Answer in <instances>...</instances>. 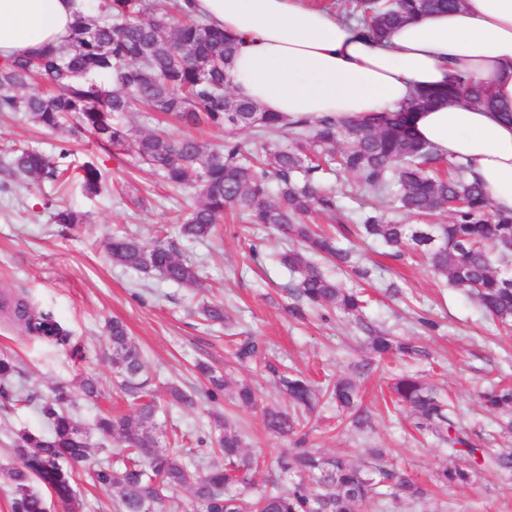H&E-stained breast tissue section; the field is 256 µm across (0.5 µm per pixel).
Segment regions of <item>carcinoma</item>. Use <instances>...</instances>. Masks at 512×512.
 Segmentation results:
<instances>
[{
    "mask_svg": "<svg viewBox=\"0 0 512 512\" xmlns=\"http://www.w3.org/2000/svg\"><path fill=\"white\" fill-rule=\"evenodd\" d=\"M464 0H348L344 17L366 36L381 40L389 30L430 11L456 10ZM236 40L201 18L189 15L180 0H88L66 43L36 55L0 59V112L22 114L52 131H66L94 140L122 155L132 167L147 166L174 191L191 190L194 206L182 219L180 233L192 243H208L216 235L227 209L246 214L250 224L274 228L297 247L280 253L279 262L294 281L289 288L295 303L289 312L327 308L359 315L366 305L363 292L343 286L317 262L349 268L365 279L371 271L357 266L354 251L340 246L330 232L301 221L312 212L340 210L336 188L326 174L341 168L353 186L371 192L381 203L416 217L448 211L446 224H399L386 220L375 206L360 214L353 233L377 241L399 255L407 249L422 252L436 275L471 296L483 313L503 324L512 322V210L495 207L485 190L467 177L466 167L452 163L415 138L407 114L443 101L464 99L474 105L492 103L485 85L456 80L442 92H421L402 111L378 117L361 127L341 128L329 120L290 123L275 112L235 95L226 83L225 69ZM172 115L187 126L210 125L225 130L224 142L212 144L193 136L175 139L150 130L130 133L124 119L132 107ZM240 131L277 140L256 163L237 139ZM0 162V190L16 186L57 183L69 172L70 151L52 157L29 146L10 145ZM80 187L88 196L106 186L92 162L77 166ZM53 222L63 230L87 223L88 216L59 208ZM112 262L143 273H154L176 285H199L196 267L178 249L160 238L145 241L131 234H112L106 240ZM0 311L28 336L67 346L71 332L52 313L36 308L24 296L1 298ZM370 350L383 360L390 355L422 353L410 340L390 336L367 320H359ZM112 371L120 390L132 399L129 414H101L97 432L117 447L116 460L93 470L94 480L113 490L120 512H163L178 506L183 489L192 493L203 512H361L381 488L410 502L426 499L408 474L372 462L355 464L344 456H324L310 448H295L278 462L281 473L299 478L286 492H262L252 501L240 489L252 485L250 462L242 451L240 432L223 417L216 443L224 457L221 466L201 472L176 448H161L155 417L157 405L142 351L126 325H108ZM259 345L249 340L236 346L241 362L257 357ZM206 377L208 395L216 400L227 382L209 366L198 364ZM20 368L11 356H0V397L36 405L47 419V433L15 432L13 464L7 471L15 486L12 512H46L42 488L79 512L71 485L72 472L53 466L58 458L77 465L88 459L91 443L68 407L73 395L58 384L46 396L21 395L16 386ZM280 392L293 402V412L264 411L269 432L288 437L303 428L300 416L311 412L319 394L302 376L281 375ZM396 405L410 409L416 428L439 436L453 451L468 445L454 421L455 405L438 397L419 377L398 375L390 383ZM329 399L360 429L369 416L358 403L357 384L340 378L326 390ZM239 406H256L254 391L241 383L233 392ZM489 405L512 409V387H491ZM479 470L472 464L451 463L435 474L442 485L470 484Z\"/></svg>",
    "mask_w": 512,
    "mask_h": 512,
    "instance_id": "carcinoma-1",
    "label": "carcinoma"
}]
</instances>
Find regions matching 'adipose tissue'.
<instances>
[{
    "mask_svg": "<svg viewBox=\"0 0 512 512\" xmlns=\"http://www.w3.org/2000/svg\"><path fill=\"white\" fill-rule=\"evenodd\" d=\"M79 0H0V58L56 46ZM189 11L237 39L234 93L288 121L361 122L396 112L453 80L488 83L494 108L443 104L409 113L421 141L463 163L501 209H512V0H465L423 14L381 42L315 0H190Z\"/></svg>",
    "mask_w": 512,
    "mask_h": 512,
    "instance_id": "1",
    "label": "adipose tissue"
}]
</instances>
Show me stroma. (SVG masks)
Segmentation results:
<instances>
[{
  "label": "stroma",
  "mask_w": 512,
  "mask_h": 512,
  "mask_svg": "<svg viewBox=\"0 0 512 512\" xmlns=\"http://www.w3.org/2000/svg\"><path fill=\"white\" fill-rule=\"evenodd\" d=\"M3 139L49 155L68 148L76 161L93 162L107 181L124 183L130 194L146 201L138 209L111 191L88 196L74 184L60 189L44 183L14 193L0 190V293L24 294L38 308L52 312L80 343L85 357L74 360L62 347L26 336L1 321L0 355L17 357L20 383L28 391L45 395L54 384L74 386L91 376L102 392L96 402L77 397L73 410L95 448L90 461L74 472L73 487L83 512H118L112 491L90 478L103 458V440L95 429L98 415L132 408L130 399L113 384L105 331L113 318L126 324L144 352L154 376L160 423L178 427L186 449L192 451L197 438L209 432L213 414L225 416L242 433L247 457L258 463L255 489L273 484L289 488L278 461L290 448H315L354 461L366 449L376 448L386 467L413 475L442 512H512V471L486 469L474 484L438 487L433 475L450 460L447 443L417 430L409 410L386 406L392 379L403 372L418 374L451 396L455 419L474 447L490 454L512 452V437L499 429L506 413L484 408L479 398L488 382L512 383V332H505L474 302L439 280L425 260L408 250L402 257L389 258L381 245L358 241L357 256L371 268V279L363 281L329 268V275L344 286L366 291L369 320L392 335L414 339L423 349L421 356H392L359 374L355 364L373 360L352 318L334 312L299 320L289 313L291 277L277 260L289 243L274 231L247 226L244 215L233 212L225 215L212 244H190L178 229L194 202L191 193L170 191L155 176L130 169L89 137L78 140L50 133L18 116L0 115ZM52 203L85 212L88 223L72 235H61L50 218ZM118 231L176 245L198 264L199 286L184 288L113 264L105 240ZM212 301L223 302L224 324L203 319L200 307ZM233 337L258 339L266 348L265 360L239 362L229 344ZM199 360L223 373L229 385L249 383L258 395L256 408H239L228 397L209 402L194 369ZM284 369L323 384L342 377L356 379L362 405L369 412V429L340 425L335 406L322 403L310 415L304 436L269 433L263 408L288 405L276 384L277 372ZM172 385L196 393V407L172 406L168 395ZM45 426L33 408L0 398V465L12 461V431Z\"/></svg>",
  "instance_id": "obj_1"
}]
</instances>
